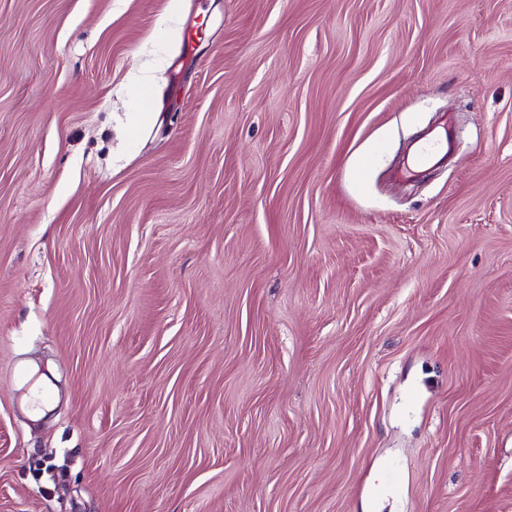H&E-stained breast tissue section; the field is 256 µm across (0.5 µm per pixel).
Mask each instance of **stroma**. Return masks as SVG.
<instances>
[{
    "label": "stroma",
    "instance_id": "1",
    "mask_svg": "<svg viewBox=\"0 0 512 512\" xmlns=\"http://www.w3.org/2000/svg\"><path fill=\"white\" fill-rule=\"evenodd\" d=\"M0 512H512V0H0Z\"/></svg>",
    "mask_w": 512,
    "mask_h": 512
}]
</instances>
